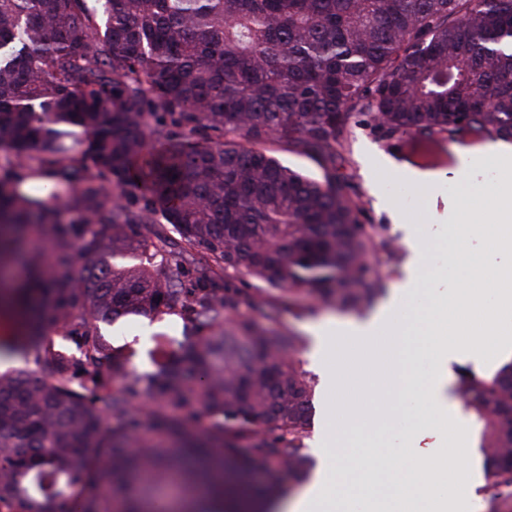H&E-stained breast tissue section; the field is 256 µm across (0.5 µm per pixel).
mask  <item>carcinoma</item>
Segmentation results:
<instances>
[{
	"label": "carcinoma",
	"mask_w": 512,
	"mask_h": 512,
	"mask_svg": "<svg viewBox=\"0 0 512 512\" xmlns=\"http://www.w3.org/2000/svg\"><path fill=\"white\" fill-rule=\"evenodd\" d=\"M360 116L512 141V0H0V266L29 274L8 347L35 365L0 372V512H171L173 475L259 499L307 479L315 377L251 312L384 289L346 184L263 145L334 168ZM157 217L179 252L135 231ZM231 272L267 290L214 287ZM166 316L184 336L141 372L101 332ZM456 394L512 502V360L462 369ZM264 147L269 149L282 164L300 170L313 178L323 180L325 169L317 157L299 154L277 144H266Z\"/></svg>",
	"instance_id": "cac0c4a2"
}]
</instances>
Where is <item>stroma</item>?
<instances>
[{
	"mask_svg": "<svg viewBox=\"0 0 512 512\" xmlns=\"http://www.w3.org/2000/svg\"><path fill=\"white\" fill-rule=\"evenodd\" d=\"M463 166L471 170V181L458 178L457 172ZM336 173L349 185L350 196L360 209L359 221L375 228L377 246L367 257L368 275L380 280L384 293L359 311L301 293L295 295L291 309L283 311L277 322L268 326L270 335L290 333L302 339L304 347L299 357L316 378L315 414L308 447H319L321 437L336 421L337 396L327 387L325 372L340 363L350 374L364 370L353 326L378 318L387 328L397 319L422 312L433 301L443 309L438 320L441 330L448 333L456 327H466L471 338L480 341V349L441 366L448 376L445 415L435 417L428 427L388 423L372 446L361 449L360 455L384 460L395 450L413 447L427 459H439L460 433L466 434L469 449H476L480 427L463 408L455 387L462 368L484 374L500 365L498 345L482 343L485 331L473 328L472 320L485 317L489 309L496 307L501 291L485 289L478 305L454 298L460 266L442 247L450 224L460 214L464 201L474 198L477 187L494 185L500 196L512 199V163L490 162L483 142L465 132L451 138L438 136L425 150L406 135L384 137L362 120L350 128ZM380 194L403 215L402 223H394L389 211L378 206L376 197ZM494 237L491 229L484 228L476 232L470 245L471 254L478 256L482 272L490 278L512 269V251L494 244ZM470 472L466 480L453 477L447 492L468 497L473 504L471 512H493L492 494L479 457H472Z\"/></svg>",
	"mask_w": 512,
	"mask_h": 512,
	"instance_id": "35a3bbf8",
	"label": "stroma"
}]
</instances>
